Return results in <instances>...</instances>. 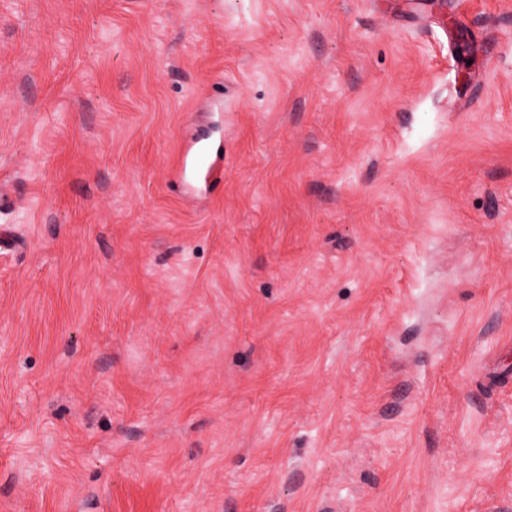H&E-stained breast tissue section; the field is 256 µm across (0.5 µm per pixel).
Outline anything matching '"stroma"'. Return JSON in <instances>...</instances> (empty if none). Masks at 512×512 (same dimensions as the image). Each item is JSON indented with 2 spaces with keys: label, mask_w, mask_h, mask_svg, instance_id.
Instances as JSON below:
<instances>
[{
  "label": "stroma",
  "mask_w": 512,
  "mask_h": 512,
  "mask_svg": "<svg viewBox=\"0 0 512 512\" xmlns=\"http://www.w3.org/2000/svg\"><path fill=\"white\" fill-rule=\"evenodd\" d=\"M0 512H512V0H0ZM175 172L181 180L191 179L213 192L224 183V147L222 144L184 140Z\"/></svg>",
  "instance_id": "35a3bbf8"
}]
</instances>
